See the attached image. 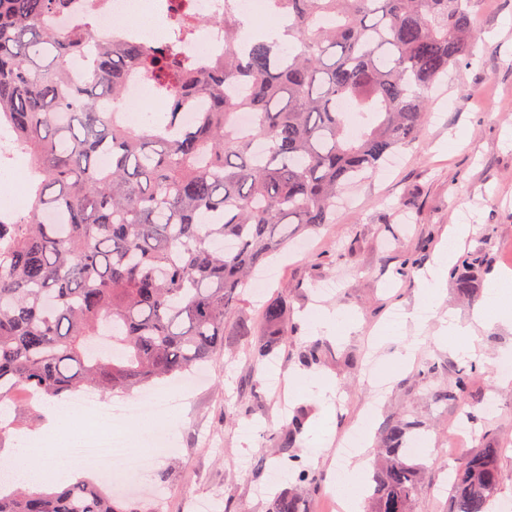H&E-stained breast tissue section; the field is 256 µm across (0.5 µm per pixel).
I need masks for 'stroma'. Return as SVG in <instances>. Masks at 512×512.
I'll return each instance as SVG.
<instances>
[{
  "instance_id": "35a3bbf8",
  "label": "stroma",
  "mask_w": 512,
  "mask_h": 512,
  "mask_svg": "<svg viewBox=\"0 0 512 512\" xmlns=\"http://www.w3.org/2000/svg\"><path fill=\"white\" fill-rule=\"evenodd\" d=\"M476 11V58L450 71L432 91L431 115L419 141L373 179L355 185L337 207L335 223L310 232L308 251L291 249L272 263L262 274L261 294L245 295L241 313L259 336L264 300L276 291L288 293L292 318L303 324L298 345L321 343L329 352L325 364L308 370L296 357L280 354L281 387L255 390L251 383L262 367L251 362L248 341L227 337L223 354L209 366V381L185 395L183 412L154 424L167 433L168 443L153 453L136 484L152 512H193L198 498L213 499L215 512H224L228 502L235 512H265L260 485L273 477L282 484L290 479L279 469L271 442L284 423L285 400L294 408L312 407L300 446L316 451L308 462L311 471L332 474L342 463L336 444L356 427L372 378L386 385L373 432L409 412L424 422L428 435L447 438L461 413L457 405L430 401L418 376L428 361L443 364L441 379L450 384L471 360H481L470 397L494 392L501 410L492 433L512 439V382L496 374L501 352L512 349V326L488 321L472 357L435 341L449 312L465 322L486 304L482 296L463 302L449 278L426 326L414 322L426 302L420 278L433 266L438 247L447 244L453 225L472 227L464 250L486 245L488 274L512 271V0H478ZM410 254L418 265L408 279L394 278ZM315 309L345 314L346 320L331 331L306 328ZM421 333L426 342L412 363L402 364L407 346ZM305 373L317 379V389L304 391L298 377ZM245 406L252 407V415L237 417Z\"/></svg>"
}]
</instances>
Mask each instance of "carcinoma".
<instances>
[{"label":"carcinoma","instance_id":"cac0c4a2","mask_svg":"<svg viewBox=\"0 0 512 512\" xmlns=\"http://www.w3.org/2000/svg\"><path fill=\"white\" fill-rule=\"evenodd\" d=\"M477 0H267L287 21L274 39L237 49L244 26L224 0V61L183 57L193 21L175 15L174 39L157 49L67 31L53 19L73 0H0V125L11 129L37 175L27 213L0 214V403L27 390L47 402L91 389L144 391L165 377L207 365L224 351L225 328L252 335L240 316L252 272L298 236L333 223L336 198L374 177L387 158L422 133L431 88L470 63ZM89 76L78 82L74 64ZM154 80L169 111L154 125L121 116L123 85ZM207 100L193 125L177 110ZM248 112L251 126L239 128ZM54 210L59 220L45 224ZM484 250L451 270L457 292L478 295ZM288 295L263 305L253 362L277 357L298 338ZM323 359L311 343L299 355ZM420 379L436 406L467 407L477 446L455 467L448 512H492L501 483L500 447L482 401L468 399L470 375ZM310 411L294 412L272 437L293 481L267 512H303L318 478L294 448ZM420 421L385 425L367 512H415L424 471L406 455ZM0 512H145L144 503L91 480L60 489L0 492Z\"/></svg>","mask_w":512,"mask_h":512}]
</instances>
